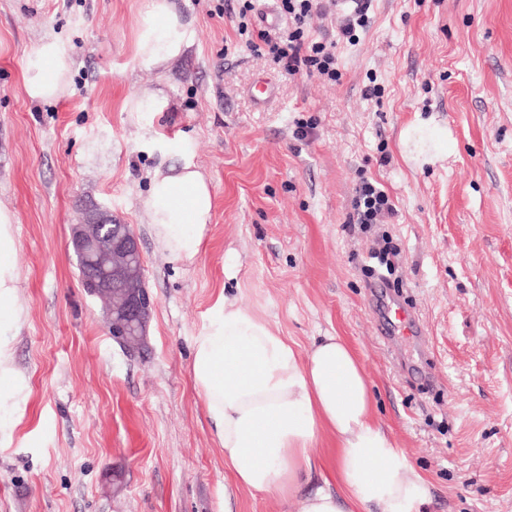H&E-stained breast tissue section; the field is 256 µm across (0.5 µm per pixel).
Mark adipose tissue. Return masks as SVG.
Returning a JSON list of instances; mask_svg holds the SVG:
<instances>
[{
    "mask_svg": "<svg viewBox=\"0 0 512 512\" xmlns=\"http://www.w3.org/2000/svg\"><path fill=\"white\" fill-rule=\"evenodd\" d=\"M193 43L173 0H146L136 30L135 57L165 70ZM66 46L43 41L28 59L24 90L51 101L69 87ZM157 169L144 209L156 250L182 262L200 255L212 220L209 182L183 148ZM14 226L0 210V437L11 438L27 387L8 341L23 309L13 264ZM191 371L216 442L237 486L303 499L302 512H418L430 497L425 479L396 448L373 412L371 385L348 342L324 336L300 352L237 298L219 294L193 338ZM335 440L325 460L334 486L305 489L317 464L322 433Z\"/></svg>",
    "mask_w": 512,
    "mask_h": 512,
    "instance_id": "1",
    "label": "adipose tissue"
}]
</instances>
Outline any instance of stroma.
<instances>
[{
  "label": "stroma",
  "mask_w": 512,
  "mask_h": 512,
  "mask_svg": "<svg viewBox=\"0 0 512 512\" xmlns=\"http://www.w3.org/2000/svg\"><path fill=\"white\" fill-rule=\"evenodd\" d=\"M144 5L0 0V209L15 224L28 391L0 445V512H302L301 498L232 484L194 387L191 341L222 291L300 351L348 341L376 418L430 486L428 512H512V0H371L352 42L330 7L307 33L335 42V83L240 43L239 0H176L194 42L145 69ZM47 37L67 47L70 86L33 101L23 69ZM159 89L165 111H125ZM419 119L447 128L445 154L402 143ZM182 140L214 195L189 266L155 252L144 209L149 172ZM365 181L394 215L353 222ZM88 204L140 239L155 299L143 358L80 284L70 226ZM387 240L398 255L379 298L371 253ZM383 300L415 315L422 351L380 334Z\"/></svg>",
  "instance_id": "stroma-1"
}]
</instances>
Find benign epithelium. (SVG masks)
<instances>
[{
    "mask_svg": "<svg viewBox=\"0 0 512 512\" xmlns=\"http://www.w3.org/2000/svg\"><path fill=\"white\" fill-rule=\"evenodd\" d=\"M89 220L80 213L71 225L72 243L82 260V287L105 302L104 326L127 354L147 346L154 299L145 280L139 239L128 224L112 223V212L99 206Z\"/></svg>",
    "mask_w": 512,
    "mask_h": 512,
    "instance_id": "1",
    "label": "benign epithelium"
}]
</instances>
